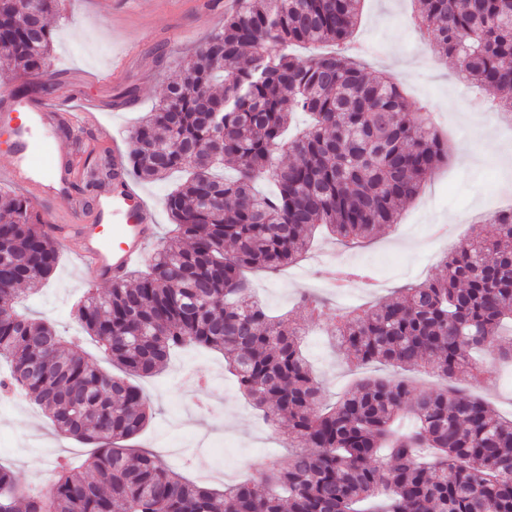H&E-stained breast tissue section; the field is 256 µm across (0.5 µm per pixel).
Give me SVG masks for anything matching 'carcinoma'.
Instances as JSON below:
<instances>
[{
  "label": "carcinoma",
  "mask_w": 512,
  "mask_h": 512,
  "mask_svg": "<svg viewBox=\"0 0 512 512\" xmlns=\"http://www.w3.org/2000/svg\"><path fill=\"white\" fill-rule=\"evenodd\" d=\"M59 2L0 0L10 80L44 73ZM242 2L130 135L132 177L181 178L150 263L105 293L88 289L75 313L125 376L16 312L22 287L54 274L59 248L24 194L0 193V386L20 390L58 433L95 445L79 466L58 462L45 489L23 487L0 464V512H512V419L456 386L414 396L403 377H365L326 410L301 328L251 295L245 272L302 260L320 226L357 243L397 223L399 206L448 160V144L390 77L370 78L341 53H293L350 43L363 0ZM418 2L435 49L512 112V0ZM295 112L314 123L286 140ZM285 152L293 163L280 162ZM218 165L235 176H216ZM261 178L271 195L256 191ZM489 223L493 233L481 229L444 257L440 277L338 312L335 339L351 361L455 381L478 370L475 350L512 360L499 338L512 319V213ZM301 306L309 320L325 314L313 295ZM185 346L224 353L242 394L287 429L294 452L284 466L263 465L264 489L251 479L211 489L129 448L150 419L129 377L159 371ZM404 417L413 424L400 431Z\"/></svg>",
  "instance_id": "1"
}]
</instances>
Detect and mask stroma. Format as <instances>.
Listing matches in <instances>:
<instances>
[{"label":"stroma","mask_w":512,"mask_h":512,"mask_svg":"<svg viewBox=\"0 0 512 512\" xmlns=\"http://www.w3.org/2000/svg\"><path fill=\"white\" fill-rule=\"evenodd\" d=\"M415 5L416 0H365L356 38L369 49L364 59L367 75H388L410 100L448 119L443 134L451 148L447 163L419 195L402 205L398 223L379 227L362 246L348 248L320 233L297 265L277 273L254 269L246 274L256 300L304 329L301 347L324 383L328 403L359 377L391 372L378 363L356 367L348 362L333 340L337 310L377 303L399 288L437 276L441 268L436 251L469 239L472 228L466 216L482 207L504 181L493 158L495 147L512 149L511 133H495L489 127L483 93L457 85L456 61L417 45L406 24ZM237 6V0H62L51 20L54 47L46 71L51 87L46 92L32 89L30 95L48 94L76 111L93 108L114 140L100 141L90 130L81 145L97 166L108 167L113 145H125L131 127L158 103L180 64ZM341 265L369 269L374 287L355 296L334 286L329 274ZM89 286L78 261L64 255L53 277L26 293L19 309L64 336H77L81 329L72 309ZM305 293L326 302L321 322L305 321L300 308ZM482 361L487 374L463 381V388L499 414L512 415V365L494 355ZM140 384L152 419L132 440L134 449L163 460L169 437L208 441L207 446L190 447L189 458L177 462L185 478L220 489L256 477L267 459L287 462L285 430L266 427L260 411L241 395L225 369L222 354L185 347L172 354L161 374ZM90 451V445L59 436L28 400H14L0 409V463L11 466L20 484H31L36 472L51 470L59 459H79Z\"/></svg>","instance_id":"stroma-1"}]
</instances>
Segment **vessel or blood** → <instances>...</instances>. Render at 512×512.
<instances>
[{"mask_svg":"<svg viewBox=\"0 0 512 512\" xmlns=\"http://www.w3.org/2000/svg\"><path fill=\"white\" fill-rule=\"evenodd\" d=\"M15 107L28 113L30 121L16 126L20 147L13 161L0 169V182L28 188L33 202L40 206L47 200L68 195L78 162L59 131L66 128L72 135H79L82 129L96 126L95 114L70 111L64 102L53 98L19 100ZM112 168L121 174V190L113 195L111 205L99 203L90 211L75 207L68 223L49 227L62 245L79 242V258L97 282L123 276L145 258L158 236L153 209L145 203L138 185L122 174L123 159L114 157ZM105 221L110 228L104 238L97 233L96 226Z\"/></svg>","mask_w":512,"mask_h":512,"instance_id":"obj_1","label":"vessel or blood"}]
</instances>
